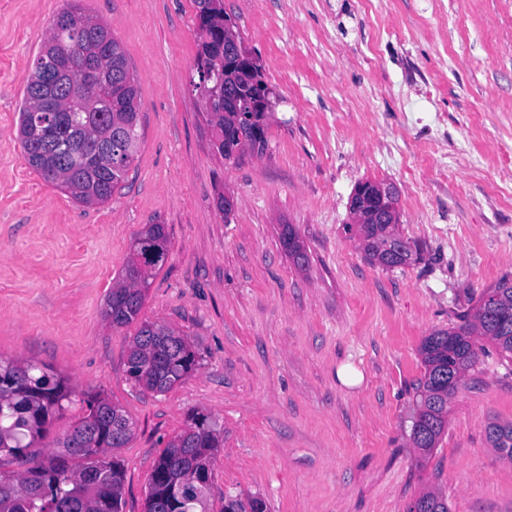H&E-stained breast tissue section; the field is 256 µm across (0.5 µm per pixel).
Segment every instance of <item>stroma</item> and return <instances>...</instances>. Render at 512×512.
I'll list each match as a JSON object with an SVG mask.
<instances>
[{
    "label": "stroma",
    "mask_w": 512,
    "mask_h": 512,
    "mask_svg": "<svg viewBox=\"0 0 512 512\" xmlns=\"http://www.w3.org/2000/svg\"><path fill=\"white\" fill-rule=\"evenodd\" d=\"M122 42L140 91L122 186L84 205L46 183L18 137L25 75L65 0H0V356L52 364L72 402L48 452L102 393L134 423L117 455L125 512L188 414L216 421L210 512H512V460L486 438L512 422V363L485 343L436 448L410 435L419 347L512 276V0H224L276 95L263 154L218 157L195 66L194 0H81ZM399 191L420 261L370 264L348 200ZM233 197L231 213L219 207ZM168 234L143 320L183 331L198 369L162 395L126 376L134 327L104 318L135 235ZM293 225L305 265L285 251ZM266 503L260 497L249 496L243 499L240 496L224 499V512H266Z\"/></svg>",
    "instance_id": "obj_1"
}]
</instances>
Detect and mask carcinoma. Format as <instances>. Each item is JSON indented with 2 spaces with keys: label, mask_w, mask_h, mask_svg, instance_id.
<instances>
[{
  "label": "carcinoma",
  "mask_w": 512,
  "mask_h": 512,
  "mask_svg": "<svg viewBox=\"0 0 512 512\" xmlns=\"http://www.w3.org/2000/svg\"><path fill=\"white\" fill-rule=\"evenodd\" d=\"M196 17L209 25L214 39L224 34L240 38L230 16L212 0H194ZM50 41L65 44L70 56L71 96L64 100L68 112L52 132V138L69 146L84 147L88 156L75 160L68 151L59 153V161L46 166L38 147L26 139L29 124L40 117L37 91L48 74L51 54L37 53L34 67L24 79L23 107L19 115V139L28 164L47 182L61 187L85 205H101L112 199L133 163L136 150L129 152L111 141L112 126L118 120L137 126L138 113L112 112L117 98L114 87L100 90L87 84L82 66L95 63L129 76L127 93L139 89L131 76L122 43L108 24L95 20L69 0L50 23ZM217 49L198 45L197 69L204 87L213 85L216 73L234 77L251 102L260 104L267 85L258 72L243 79L237 57L229 56L219 65L214 62ZM214 131V149L223 159L237 160L245 154L242 138L255 135L267 144L268 121L247 126L238 112H225L215 103L209 113ZM369 223L357 227L362 250L371 264L385 258L389 239L387 224ZM282 241L288 253L305 259L304 245L294 228L287 224ZM398 256L391 266L401 267L412 256L420 255L418 245L401 240ZM168 252L165 228L146 226L133 240L124 277L112 285L107 296L105 318L114 328L137 322L146 298L149 279L163 264ZM145 257L147 273L131 275L139 257ZM461 322L449 330L427 336L421 346L423 378L416 388V415L411 438L414 447L424 452L435 448L448 426V408L458 387L448 385V367L464 374L472 367L486 339L493 343L501 358L512 361V278L505 276L484 289L472 311L460 316ZM199 365L187 337L164 324L144 321L133 336L127 375L136 386L154 394H163L188 377ZM73 390L68 378L54 367L36 361L0 357V512H123L124 467L114 451L126 446L133 426L122 409L100 394L83 398L85 415L55 451L44 454L35 445L52 421L72 402ZM487 438L492 447L512 460V422L491 423ZM221 447L220 431L212 417L202 411L188 415L185 428L174 435L161 452L151 474L145 496L144 512H209L208 493L212 465ZM112 459H107V454ZM16 463L21 470H4ZM413 506L417 512H448V503L432 492L420 496ZM223 512H266L259 497H228Z\"/></svg>",
  "instance_id": "1"
}]
</instances>
